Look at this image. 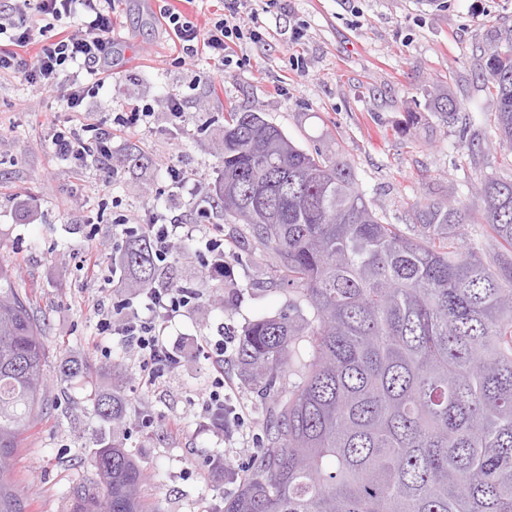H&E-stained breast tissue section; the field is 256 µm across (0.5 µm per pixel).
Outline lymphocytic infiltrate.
<instances>
[{"instance_id": "1", "label": "lymphocytic infiltrate", "mask_w": 512, "mask_h": 512, "mask_svg": "<svg viewBox=\"0 0 512 512\" xmlns=\"http://www.w3.org/2000/svg\"><path fill=\"white\" fill-rule=\"evenodd\" d=\"M249 0H224L223 13L208 26L199 27L187 13L163 5L161 22L170 32L177 60L207 51L222 67L244 66L241 46L266 41V27L259 9ZM114 0H14L0 4V73L22 75L30 85L46 93H59L67 111L79 112L93 94L96 81L112 56ZM150 115L149 106L117 113L111 126L93 123L59 125L50 137V151L57 159L81 167L94 162L109 176L112 143L126 131L136 129ZM195 224L163 223L158 215L141 219L121 216L112 228L116 245L139 237L151 241L158 266H165L173 248L195 239ZM112 288L115 300L95 304L99 335L122 336L135 351L139 368L148 383H156L180 367L182 357L167 346L163 335L169 323L185 314L201 297L195 282L166 281L142 292L140 308H132L123 296L128 275L120 257H112ZM229 343L205 338L200 345L210 365V374L199 397L206 430L232 440L244 418L232 401V387L224 379V358Z\"/></svg>"}]
</instances>
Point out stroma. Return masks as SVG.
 Returning a JSON list of instances; mask_svg holds the SVG:
<instances>
[{"label":"stroma","mask_w":512,"mask_h":512,"mask_svg":"<svg viewBox=\"0 0 512 512\" xmlns=\"http://www.w3.org/2000/svg\"><path fill=\"white\" fill-rule=\"evenodd\" d=\"M115 8L111 74L85 100L84 117L102 123L135 106L152 107L145 124L114 142L116 180L52 157L46 141L70 113L20 76L0 75V263L32 296L47 351L44 413L21 439L14 478L28 512H68L71 488L93 479L97 440L111 439L143 469L145 494L160 512H218L235 485L212 472L207 457L224 456L232 472L243 470L261 446L271 402L239 376L236 352L228 350L224 374L244 411L243 433L227 444L204 430L197 391L207 374L197 345L223 332L239 337L290 299L270 282L271 255L243 242L212 210L225 113L260 112L307 150L342 151L386 222L413 223L416 204L430 199L469 202L480 176L512 175V153L498 146L496 100L482 89L481 69L493 30L512 29V0H286L265 15L266 45L243 47L249 66L224 72L203 54L174 62L157 0H117ZM299 24L304 36L291 41ZM296 57L304 71L290 66ZM208 74L213 82H205ZM439 93L461 103L457 122L435 114ZM174 94L182 100L177 118L167 107ZM412 112L414 125L407 122ZM167 162L182 167L194 189L169 191ZM153 206L183 224L209 211L211 223L224 227L237 289L225 300L223 282L202 279L190 247L165 268L172 280L198 281L202 297L166 330L187 364L143 392L138 364L120 337L95 336L93 305L112 286L87 279L79 259L95 248L110 252L115 217ZM104 346L110 357L102 356ZM67 362L90 372L64 378ZM101 392L121 398L125 427L94 417L87 399ZM145 415L152 424L143 428L138 420Z\"/></svg>","instance_id":"35a3bbf8"}]
</instances>
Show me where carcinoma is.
<instances>
[{
	"label": "carcinoma",
	"mask_w": 512,
	"mask_h": 512,
	"mask_svg": "<svg viewBox=\"0 0 512 512\" xmlns=\"http://www.w3.org/2000/svg\"><path fill=\"white\" fill-rule=\"evenodd\" d=\"M485 89L499 147L512 152V39L492 43ZM451 123L461 110L436 95ZM224 173L213 203L273 257L292 308L252 322L237 364L274 396L266 444L219 512H512V177L486 175L472 205L432 200L418 224L383 221L341 153L312 154L258 112L224 116ZM482 220L500 253L458 232ZM124 267L143 288L163 273L145 237ZM299 381L280 386L297 353ZM46 348L32 299L0 264V512H26L12 473L41 415ZM92 413L124 422L119 399ZM98 491L70 512H151L133 455L100 442Z\"/></svg>",
	"instance_id": "cac0c4a2"
}]
</instances>
